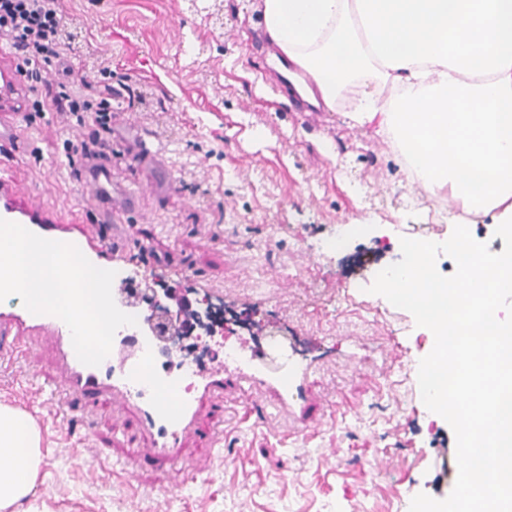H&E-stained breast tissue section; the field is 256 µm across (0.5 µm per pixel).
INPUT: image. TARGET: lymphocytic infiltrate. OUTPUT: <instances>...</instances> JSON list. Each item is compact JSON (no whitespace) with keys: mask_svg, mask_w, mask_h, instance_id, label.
<instances>
[{"mask_svg":"<svg viewBox=\"0 0 512 512\" xmlns=\"http://www.w3.org/2000/svg\"><path fill=\"white\" fill-rule=\"evenodd\" d=\"M63 32L62 0H0V40L21 57L30 78L42 81L43 65L62 66L63 79L51 105L80 131L70 150L87 160H103L111 148L112 113L95 109L89 98H76L67 91L64 79L71 69L61 63Z\"/></svg>","mask_w":512,"mask_h":512,"instance_id":"obj_1","label":"lymphocytic infiltrate"}]
</instances>
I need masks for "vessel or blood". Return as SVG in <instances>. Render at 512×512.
Listing matches in <instances>:
<instances>
[{"instance_id":"obj_1","label":"vessel or blood","mask_w":512,"mask_h":512,"mask_svg":"<svg viewBox=\"0 0 512 512\" xmlns=\"http://www.w3.org/2000/svg\"><path fill=\"white\" fill-rule=\"evenodd\" d=\"M20 112L0 113V147L14 149L15 125L23 120ZM79 181L92 189L97 206L89 223L71 226L47 224L18 210L10 202H0V219L23 225L32 233L50 240L71 243L94 264L108 265L119 279L137 274L138 268L114 244L118 232L112 223V198L121 194L124 208L137 210L139 195L112 182V169L100 162L79 171ZM50 353L55 387L64 396L93 398L108 395L113 408H134L142 426L153 439V457L176 461L186 438L193 432L199 404L203 399L220 400L228 385L246 387L252 397L268 391L277 398L278 413L299 430L300 418L294 410L307 400V379L314 371L311 362H289L283 372L268 371L259 352H243L217 366L198 370L192 395L179 393L178 373L155 368L148 359L146 341L138 336L115 334L106 362L92 367L82 364L74 351L67 325L49 314L36 315L24 306L0 307V357L18 354L35 356Z\"/></svg>"}]
</instances>
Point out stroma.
<instances>
[{
	"label": "stroma",
	"instance_id": "1",
	"mask_svg": "<svg viewBox=\"0 0 512 512\" xmlns=\"http://www.w3.org/2000/svg\"><path fill=\"white\" fill-rule=\"evenodd\" d=\"M261 0H63L64 61L74 90L112 83V179L141 195L119 212L152 244L168 283L205 291L228 313L248 316L225 343L283 330L326 337L338 353L309 379L306 434L283 431L272 394L248 412L235 388L223 404L203 405L196 436L177 463L148 464L132 449L151 438L133 410L120 419L103 400L71 398L63 422L45 401L54 385L50 355L38 363L0 362V405L31 415L42 461L35 487L16 512H409L420 493L452 491L454 461L441 452L453 430L424 405L418 365L431 349L425 328L356 278L360 251L389 264L413 225L447 240L455 225L493 224L489 214L439 213L410 182L392 145L347 118L344 107L306 112L272 87L264 57ZM0 113L28 112L13 152H0V187L61 224H79L96 206L67 159L74 131L31 81L21 58L0 47ZM151 155H138V137ZM348 224L345 250L322 245ZM102 449L101 477L90 481L78 457ZM339 449L335 464L325 449ZM212 457L209 472L183 478L191 461Z\"/></svg>",
	"mask_w": 512,
	"mask_h": 512
}]
</instances>
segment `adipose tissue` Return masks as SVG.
I'll list each match as a JSON object with an SVG mask.
<instances>
[{"instance_id": "adipose-tissue-1", "label": "adipose tissue", "mask_w": 512, "mask_h": 512, "mask_svg": "<svg viewBox=\"0 0 512 512\" xmlns=\"http://www.w3.org/2000/svg\"><path fill=\"white\" fill-rule=\"evenodd\" d=\"M299 87L390 141L409 175L512 238V0H261ZM42 461L28 413L0 405V512Z\"/></svg>"}]
</instances>
